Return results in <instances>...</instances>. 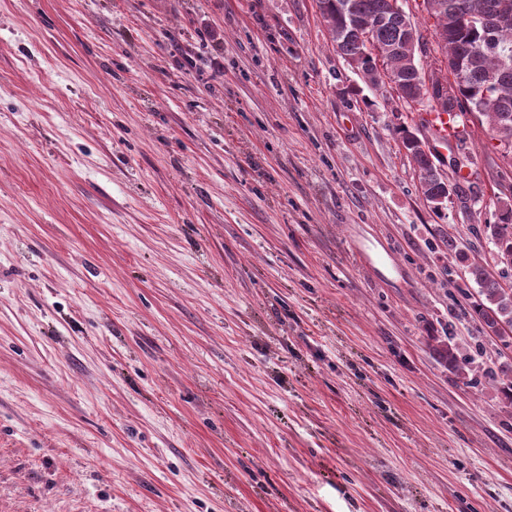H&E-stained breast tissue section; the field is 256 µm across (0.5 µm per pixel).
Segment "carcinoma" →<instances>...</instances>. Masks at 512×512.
Returning <instances> with one entry per match:
<instances>
[{
    "instance_id": "cac0c4a2",
    "label": "carcinoma",
    "mask_w": 512,
    "mask_h": 512,
    "mask_svg": "<svg viewBox=\"0 0 512 512\" xmlns=\"http://www.w3.org/2000/svg\"><path fill=\"white\" fill-rule=\"evenodd\" d=\"M439 33L437 47L444 65L462 68V78L448 96V113H456L466 143L467 123L485 124L506 166L512 167V0H423ZM336 52L357 71L365 84L383 87L377 80L376 59L362 54L359 35L368 30L383 49V66L406 89L404 104L431 103L436 87L427 85L434 72L424 69L422 59L429 47L423 44L421 57H412L411 31L423 38L408 15L392 10V0H317ZM396 134L401 148L418 172L426 201L447 193L441 161L431 148L423 149L412 131L401 126ZM499 264L512 268V204L503 205L497 222L486 225ZM467 275L477 285L476 296L464 315L479 323L483 332L497 339L502 348L512 349V288H506L486 266L471 263ZM448 369L468 378L472 372L465 348L448 338L443 351Z\"/></svg>"
}]
</instances>
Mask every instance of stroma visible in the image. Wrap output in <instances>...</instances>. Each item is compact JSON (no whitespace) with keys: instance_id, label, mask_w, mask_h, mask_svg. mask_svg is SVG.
Wrapping results in <instances>:
<instances>
[{"instance_id":"35a3bbf8","label":"stroma","mask_w":512,"mask_h":512,"mask_svg":"<svg viewBox=\"0 0 512 512\" xmlns=\"http://www.w3.org/2000/svg\"><path fill=\"white\" fill-rule=\"evenodd\" d=\"M428 110L316 0H0V512H512L461 313L512 172L475 127L434 212ZM396 134L401 148L405 151L406 156L413 163L414 168L418 172L419 183L425 189L426 201L432 205V199L437 195L447 194L446 187L452 186L453 171L463 165V158L454 156L448 162V172L442 171L441 161L434 148L426 146L422 149L417 145L412 138V131L406 127L401 126L397 128ZM447 179L444 181L443 175ZM447 185H446V183ZM443 358L448 364V369L463 377L468 378L469 373L472 372L470 364V356L465 348L457 345L451 336L448 338V346L443 351Z\"/></svg>"}]
</instances>
